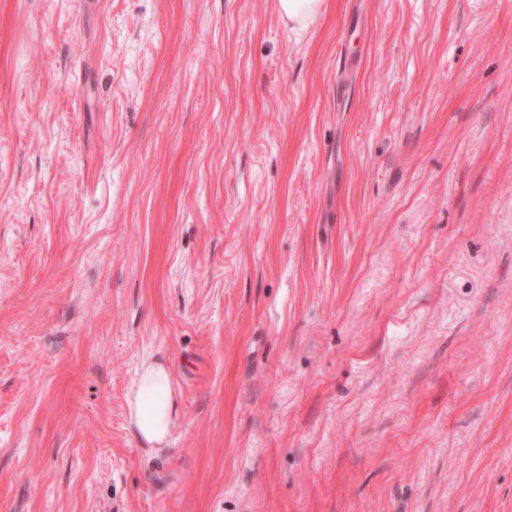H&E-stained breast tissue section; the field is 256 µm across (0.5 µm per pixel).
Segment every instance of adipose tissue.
Returning a JSON list of instances; mask_svg holds the SVG:
<instances>
[{
    "label": "adipose tissue",
    "mask_w": 512,
    "mask_h": 512,
    "mask_svg": "<svg viewBox=\"0 0 512 512\" xmlns=\"http://www.w3.org/2000/svg\"><path fill=\"white\" fill-rule=\"evenodd\" d=\"M128 412L142 443L154 448L167 442L175 402L171 377L163 365L144 362L128 397Z\"/></svg>",
    "instance_id": "adipose-tissue-1"
}]
</instances>
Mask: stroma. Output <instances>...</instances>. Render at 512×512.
<instances>
[{
	"label": "stroma",
	"mask_w": 512,
	"mask_h": 512,
	"mask_svg": "<svg viewBox=\"0 0 512 512\" xmlns=\"http://www.w3.org/2000/svg\"><path fill=\"white\" fill-rule=\"evenodd\" d=\"M0 512H512V0H0ZM282 17L295 28L304 29L312 23L321 9V0H278ZM128 412L142 443L155 448L168 441L175 402L171 377L163 365L144 362L128 397Z\"/></svg>",
	"instance_id": "stroma-1"
}]
</instances>
